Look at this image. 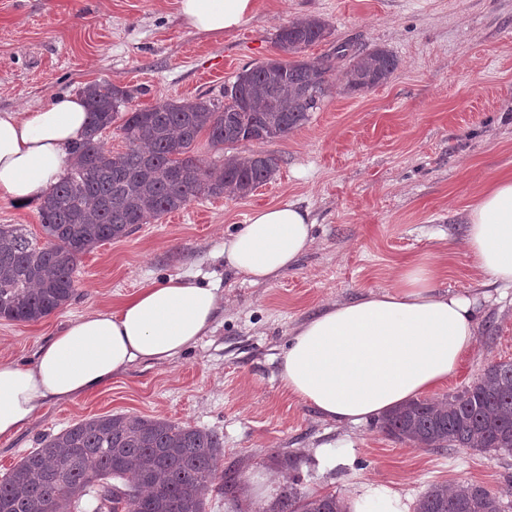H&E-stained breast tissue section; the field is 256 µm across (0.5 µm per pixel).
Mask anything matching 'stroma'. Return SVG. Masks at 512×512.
<instances>
[{"instance_id":"1","label":"stroma","mask_w":512,"mask_h":512,"mask_svg":"<svg viewBox=\"0 0 512 512\" xmlns=\"http://www.w3.org/2000/svg\"><path fill=\"white\" fill-rule=\"evenodd\" d=\"M305 17L330 29L305 59L344 44L379 46L396 56L397 70L361 96L330 90L309 122L258 144L278 168L249 196L194 200L139 225L79 258L66 307L34 323L0 319V360L27 362L68 320L117 305L142 283L190 274L221 296L211 332L175 361L134 364L91 395L45 407L0 442V475L42 437L130 414L222 436L217 471L240 475L242 512H263L262 485L277 498L290 457L299 490L313 495L342 498L364 478L414 502L434 484L502 491L512 481V453H440L392 439L373 421L339 426L279 380L293 328L391 286L408 265L436 262L444 291L479 286L464 218L483 183L512 176V0H257L253 15L221 35L186 29L176 0H0V112L99 81L135 90L136 107L216 96L243 67L274 57L278 30ZM288 200L310 210L314 244L276 282L252 285L220 257L224 238L253 210ZM487 293L476 345L435 398L512 362V288ZM336 448L343 462L323 467L322 454Z\"/></svg>"}]
</instances>
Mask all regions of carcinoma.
Returning a JSON list of instances; mask_svg holds the SVG:
<instances>
[{
	"mask_svg": "<svg viewBox=\"0 0 512 512\" xmlns=\"http://www.w3.org/2000/svg\"><path fill=\"white\" fill-rule=\"evenodd\" d=\"M316 18L290 22L275 36L278 55L242 69L222 97L130 108L134 90L107 81L84 86L89 123L71 149L66 174L39 207L43 238L24 224H0V318L37 322L75 295L81 255L128 236L152 218L201 198H245L273 179L278 163L249 148L306 124L333 82L348 93L385 83L396 57L381 47L336 48L317 61L295 55L323 40ZM122 123H117V120ZM117 125L126 150L112 153L102 131ZM224 151L219 165L194 154L201 134ZM379 428L418 448L512 453V363L489 366L444 401L419 399L385 415ZM223 438L166 419L105 414L40 440L0 477L4 512H73V492L98 485L108 512H206ZM504 494L462 483L433 485L415 512H506ZM272 512H346L334 494L303 495L296 478Z\"/></svg>",
	"mask_w": 512,
	"mask_h": 512,
	"instance_id": "carcinoma-1",
	"label": "carcinoma"
}]
</instances>
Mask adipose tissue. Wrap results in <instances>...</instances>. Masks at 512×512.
<instances>
[{
  "label": "adipose tissue",
  "instance_id": "1",
  "mask_svg": "<svg viewBox=\"0 0 512 512\" xmlns=\"http://www.w3.org/2000/svg\"><path fill=\"white\" fill-rule=\"evenodd\" d=\"M192 31L237 29L256 0H177ZM83 98L73 94L25 112L0 113V198L43 200L84 133ZM309 209L286 201L253 211L224 241V262L254 285L274 282L311 247ZM464 247L487 285L512 288V177L489 181L466 213ZM422 261L391 289L329 306L291 332L280 361L283 389L325 419L358 425L432 393L476 340L477 298L436 287ZM214 288L180 274L141 286L114 308L69 320L29 362H0V441L16 437L46 404L101 389L134 363H167L211 331ZM348 512H410L402 492L366 480L344 499Z\"/></svg>",
  "mask_w": 512,
  "mask_h": 512
}]
</instances>
